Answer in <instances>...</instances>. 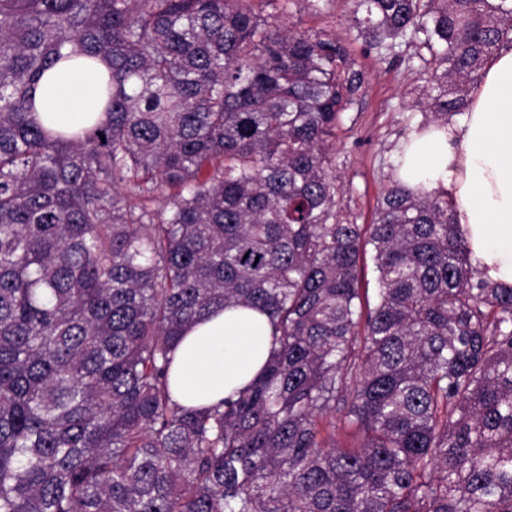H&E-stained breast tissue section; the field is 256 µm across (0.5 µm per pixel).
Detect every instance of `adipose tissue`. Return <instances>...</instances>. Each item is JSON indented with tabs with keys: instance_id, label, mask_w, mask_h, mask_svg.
Returning <instances> with one entry per match:
<instances>
[{
	"instance_id": "adipose-tissue-1",
	"label": "adipose tissue",
	"mask_w": 512,
	"mask_h": 512,
	"mask_svg": "<svg viewBox=\"0 0 512 512\" xmlns=\"http://www.w3.org/2000/svg\"><path fill=\"white\" fill-rule=\"evenodd\" d=\"M106 73L99 63L49 70L37 90L41 118L64 131L92 125L102 113ZM396 176L413 188L446 192L482 277L512 286V45L489 60L461 121L409 135ZM270 333L267 315L242 307L188 326L172 367L174 398L208 406L247 384L269 357Z\"/></svg>"
}]
</instances>
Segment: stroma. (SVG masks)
Returning a JSON list of instances; mask_svg holds the SVG:
<instances>
[{"instance_id":"35a3bbf8","label":"stroma","mask_w":512,"mask_h":512,"mask_svg":"<svg viewBox=\"0 0 512 512\" xmlns=\"http://www.w3.org/2000/svg\"><path fill=\"white\" fill-rule=\"evenodd\" d=\"M354 5V0H287L284 21L293 31L339 37L365 71V83L336 131V174L344 183V206L369 224L393 177L397 147L424 119L413 102L430 70L413 45L403 43L385 54L370 49L349 27Z\"/></svg>"}]
</instances>
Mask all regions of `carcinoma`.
<instances>
[{"mask_svg": "<svg viewBox=\"0 0 512 512\" xmlns=\"http://www.w3.org/2000/svg\"><path fill=\"white\" fill-rule=\"evenodd\" d=\"M351 28L428 53L414 106L446 125L512 0H356ZM77 60L105 112L67 136L34 93ZM363 83L252 0H0V512H512V287L445 192L342 206ZM230 306L269 315L270 359L184 407L178 339Z\"/></svg>", "mask_w": 512, "mask_h": 512, "instance_id": "obj_1", "label": "carcinoma"}]
</instances>
